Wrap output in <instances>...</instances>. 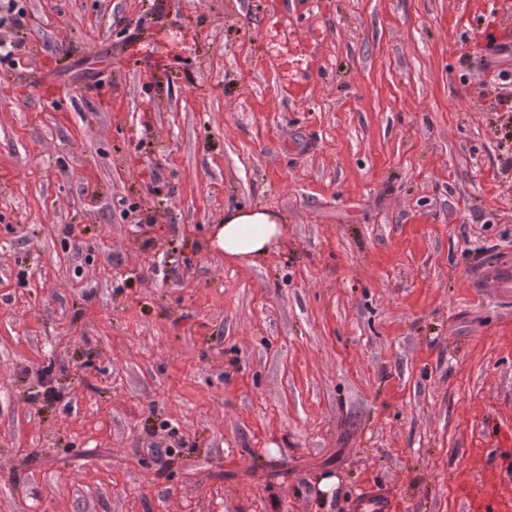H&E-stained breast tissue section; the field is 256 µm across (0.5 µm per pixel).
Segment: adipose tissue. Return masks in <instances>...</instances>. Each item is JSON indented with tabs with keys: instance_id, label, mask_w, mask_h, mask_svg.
I'll list each match as a JSON object with an SVG mask.
<instances>
[{
	"instance_id": "1",
	"label": "adipose tissue",
	"mask_w": 512,
	"mask_h": 512,
	"mask_svg": "<svg viewBox=\"0 0 512 512\" xmlns=\"http://www.w3.org/2000/svg\"><path fill=\"white\" fill-rule=\"evenodd\" d=\"M287 234L283 218L262 206L226 210L223 223L213 225L209 245L225 258L256 264L265 258Z\"/></svg>"
}]
</instances>
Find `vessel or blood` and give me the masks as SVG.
<instances>
[{
  "instance_id": "obj_1",
  "label": "vessel or blood",
  "mask_w": 512,
  "mask_h": 512,
  "mask_svg": "<svg viewBox=\"0 0 512 512\" xmlns=\"http://www.w3.org/2000/svg\"><path fill=\"white\" fill-rule=\"evenodd\" d=\"M468 281L488 294L512 291V258L481 263L469 271ZM492 439L497 461L467 484L463 512H512V424L501 425Z\"/></svg>"
}]
</instances>
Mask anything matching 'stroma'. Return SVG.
I'll list each match as a JSON object with an SVG mask.
<instances>
[{
  "mask_svg": "<svg viewBox=\"0 0 512 512\" xmlns=\"http://www.w3.org/2000/svg\"><path fill=\"white\" fill-rule=\"evenodd\" d=\"M0 66V512H459L512 422L496 0H23ZM284 216L263 261L208 247ZM55 397H46V387ZM287 235L283 218L262 206L224 211V223L212 226L209 246L224 257L248 265L265 258ZM470 288L488 294L511 293L512 260L510 256L483 262L471 271L467 270Z\"/></svg>",
  "mask_w": 512,
  "mask_h": 512,
  "instance_id": "obj_1",
  "label": "stroma"
}]
</instances>
